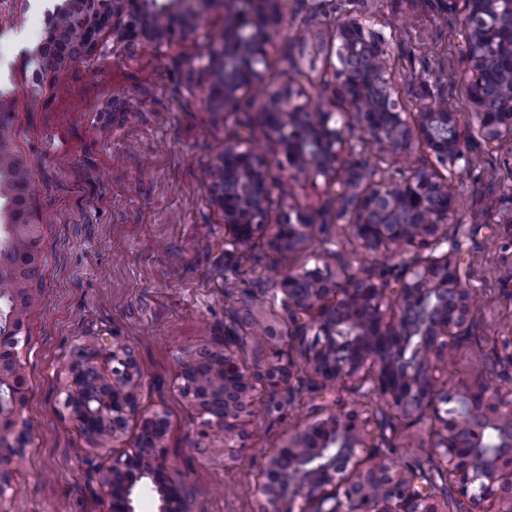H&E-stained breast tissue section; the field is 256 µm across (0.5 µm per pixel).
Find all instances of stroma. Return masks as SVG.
I'll return each instance as SVG.
<instances>
[{
  "label": "stroma",
  "mask_w": 512,
  "mask_h": 512,
  "mask_svg": "<svg viewBox=\"0 0 512 512\" xmlns=\"http://www.w3.org/2000/svg\"><path fill=\"white\" fill-rule=\"evenodd\" d=\"M56 0H0V95L12 101V147L28 164L42 227L40 300L29 309V344L22 354L29 392L25 415L32 441L15 481L16 512H106L97 459L64 409L66 372L77 345L98 336L133 345L143 373L139 406L165 413L172 469L185 477L191 512H257L253 489L268 458L288 435L304 429L321 407L360 400L352 383L323 393L302 384L298 347L286 354L301 394L279 412L257 402L243 447L216 439L209 454L191 443L193 412L182 396V351L224 348L226 329L255 316H288L274 299L288 271L400 273V258L363 251L337 219L335 193L323 179L289 171L275 142L252 113L214 112L198 71L210 38L224 27L211 9L199 30L171 45L113 49L100 34L92 61L39 69L24 58L42 41ZM371 17L391 42V70L408 111L439 98L470 110L461 66L459 21L443 0H283L267 84H288L316 99L338 80L327 53L295 43L304 29L331 39L337 8ZM292 55L294 71L283 58ZM252 135L276 188L272 218L291 208L315 215V233L298 248L274 251L267 235L241 251L224 248V214L209 198L204 176L227 139ZM455 214L448 236L459 245L477 294L472 341L459 343L447 369L452 382L482 377L512 390V368L498 358V338L512 327V270L495 245L512 191V155L474 144L451 181Z\"/></svg>",
  "instance_id": "obj_1"
}]
</instances>
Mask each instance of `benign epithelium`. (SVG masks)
Instances as JSON below:
<instances>
[{"label":"benign epithelium","instance_id":"7a95c632","mask_svg":"<svg viewBox=\"0 0 512 512\" xmlns=\"http://www.w3.org/2000/svg\"><path fill=\"white\" fill-rule=\"evenodd\" d=\"M224 10V29L208 46L201 65L208 85L205 103L223 111L254 100L265 86L281 0H61L48 34L28 54L42 68L90 58L99 35L112 24V40L126 47L174 42L194 32L208 9ZM460 17L461 80L471 112L432 104L405 109L389 73L390 40L374 23L342 12L333 42L343 77L339 95L351 116L337 114L336 101L319 107L290 85L266 93L256 121L277 143L294 173L321 177L336 189L339 215L366 251L402 258L404 272L393 282L342 267L290 271L276 291L294 322L303 371L327 389L341 381L366 383L369 394L392 416L427 428L405 444L427 448L456 488L457 503L475 512H512V394L493 391L482 380L459 383L448 394L437 372L470 323L475 289L448 238L455 213L448 178L425 168L403 167L419 143L454 175L467 161L471 141L500 144L512 130V0H448ZM74 16L77 38L58 26ZM237 56H224V43ZM356 118L362 146L375 151L379 166L370 179L347 163L348 122ZM211 200L224 210V246L245 248L270 233L278 252L300 246L314 227L313 213L296 209L272 221L267 209L274 184L266 164L247 139H229L207 169ZM503 260L512 266V207L500 223ZM17 297L0 300V507L14 502L17 466L26 455L31 425L22 416L26 400L21 352L26 336H7ZM224 338V351L198 349L179 358L182 394L195 410L194 435L201 445L221 432L234 448L245 433L255 401L289 382L284 346L265 329L271 355L262 369L248 371L237 344ZM143 378L134 348L99 336L78 348L68 367L64 405L83 431L91 453L104 459L100 492L109 512H134L131 494L150 481L160 496L159 512H188L183 484L171 471L164 437L169 419L139 411ZM322 418L294 433L270 457L266 477L254 490L258 512H447L448 498L433 480L397 467L382 449L375 411L355 403L327 408ZM140 416V434L122 456L109 455L129 418Z\"/></svg>","mask_w":512,"mask_h":512}]
</instances>
